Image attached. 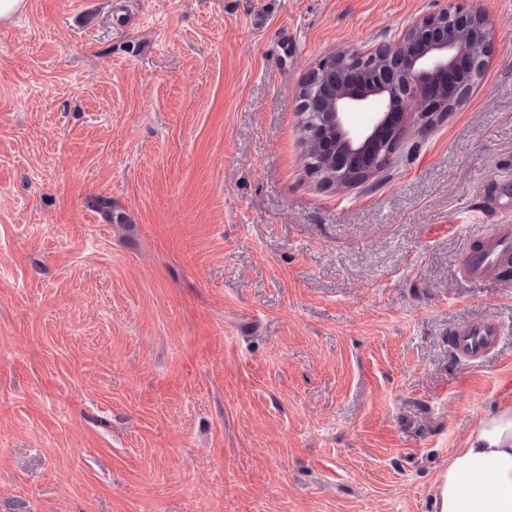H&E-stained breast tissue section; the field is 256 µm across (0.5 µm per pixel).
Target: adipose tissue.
I'll return each mask as SVG.
<instances>
[{
	"mask_svg": "<svg viewBox=\"0 0 512 512\" xmlns=\"http://www.w3.org/2000/svg\"><path fill=\"white\" fill-rule=\"evenodd\" d=\"M438 512H512V406L480 419L434 484Z\"/></svg>",
	"mask_w": 512,
	"mask_h": 512,
	"instance_id": "ef3b65f1",
	"label": "adipose tissue"
}]
</instances>
